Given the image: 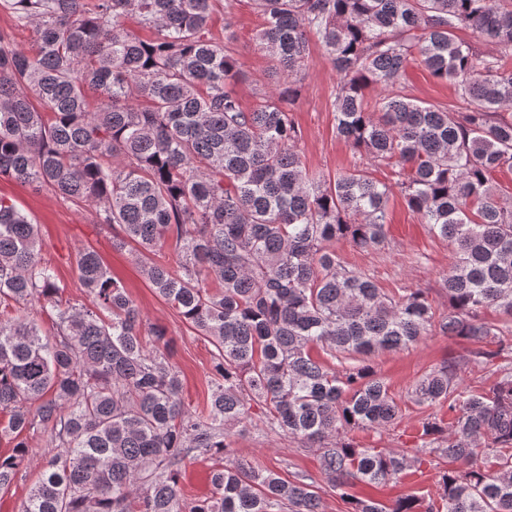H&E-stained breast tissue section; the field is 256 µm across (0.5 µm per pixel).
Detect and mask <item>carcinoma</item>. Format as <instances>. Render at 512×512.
Instances as JSON below:
<instances>
[{
  "instance_id": "1",
  "label": "carcinoma",
  "mask_w": 512,
  "mask_h": 512,
  "mask_svg": "<svg viewBox=\"0 0 512 512\" xmlns=\"http://www.w3.org/2000/svg\"><path fill=\"white\" fill-rule=\"evenodd\" d=\"M254 4L259 49L290 81L249 110L228 90L240 77L233 35L209 28L222 0L0 4L34 33L24 49L0 30V180L90 207L93 223L120 228V247L171 250L175 263L152 260L143 275L213 346L211 394L192 411L166 330L93 250L77 259L92 304L63 299L37 225L0 195V438L13 443L0 455V490L41 436L43 476L21 512H321L305 476L231 458L257 406L270 431L315 452L349 512H512V367L481 391L461 387L469 365L512 355V195L493 183L512 172V0ZM131 14L152 37L126 28ZM460 30L496 53L463 43ZM311 34L338 75L336 137L394 184L366 167L331 176L302 161L292 108ZM411 62L454 82L459 105L405 94ZM369 87L379 90L371 99ZM394 185L453 250L446 312L422 288L385 293L336 252L339 242L385 246ZM32 305L52 314L54 334ZM433 331L469 344L410 390L452 414L421 434L442 461L440 497L386 506L356 487L397 480L413 460L347 437L400 412L365 361ZM201 455L225 464L211 497L189 502L181 466Z\"/></svg>"
}]
</instances>
